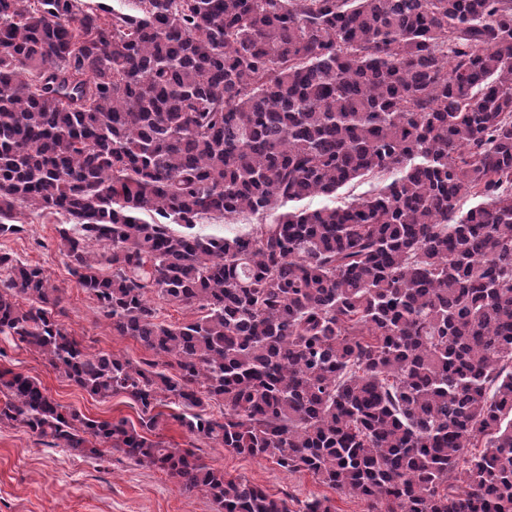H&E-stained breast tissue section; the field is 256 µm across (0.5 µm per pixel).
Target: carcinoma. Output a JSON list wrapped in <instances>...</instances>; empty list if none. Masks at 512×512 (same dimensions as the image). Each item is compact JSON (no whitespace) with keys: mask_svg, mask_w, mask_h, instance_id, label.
Listing matches in <instances>:
<instances>
[{"mask_svg":"<svg viewBox=\"0 0 512 512\" xmlns=\"http://www.w3.org/2000/svg\"><path fill=\"white\" fill-rule=\"evenodd\" d=\"M80 2L0 0V237L21 208L64 216L70 274L153 358L88 351L0 252V344L141 411L89 419L0 367V423L218 512L333 506L164 441L158 406L369 512H512V0Z\"/></svg>","mask_w":512,"mask_h":512,"instance_id":"1","label":"carcinoma"}]
</instances>
